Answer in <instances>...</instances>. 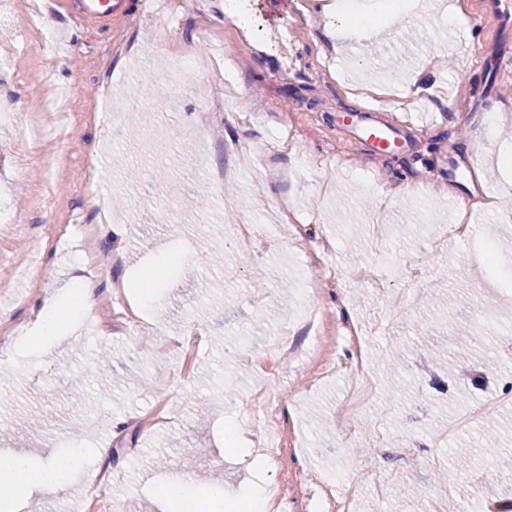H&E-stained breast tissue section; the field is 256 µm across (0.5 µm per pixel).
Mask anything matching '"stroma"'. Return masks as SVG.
<instances>
[{
    "label": "stroma",
    "mask_w": 512,
    "mask_h": 512,
    "mask_svg": "<svg viewBox=\"0 0 512 512\" xmlns=\"http://www.w3.org/2000/svg\"><path fill=\"white\" fill-rule=\"evenodd\" d=\"M180 0L141 13L125 0L107 23L75 17L70 0H6L0 8V336L31 329L40 297L79 266L71 235L86 142L101 138L97 191L126 225L120 263L99 238L95 303L71 299L62 345L0 355V458L59 461L81 452L106 471L125 512H165L152 482L180 475L190 494L223 485L246 497L254 477L229 458L224 424L250 425L247 451L288 493L283 512H315L324 482L358 486L363 512H488L512 500V470L489 458L490 402L498 454H512V288L480 256L512 263V16L497 0H405L390 16L335 38L317 0ZM344 54H337L336 43ZM236 79L225 87V55ZM195 62L193 70L182 57ZM435 57L429 91L407 83ZM148 77L154 92L136 90ZM425 111L399 151L371 154L342 113ZM215 133L200 139L197 113ZM229 176L214 179V172ZM466 207L469 239L439 244ZM270 225L247 245L239 227ZM141 320L123 313L143 291ZM447 295L456 319L429 305ZM324 322L328 372L272 353L279 331L308 346L302 314ZM493 350L490 365L440 369L433 348ZM377 382L373 404L338 420L356 347ZM403 347L402 397L384 363ZM468 427L447 438L449 425ZM123 420L113 429V420ZM108 449L100 459L97 449Z\"/></svg>",
    "instance_id": "35a3bbf8"
}]
</instances>
